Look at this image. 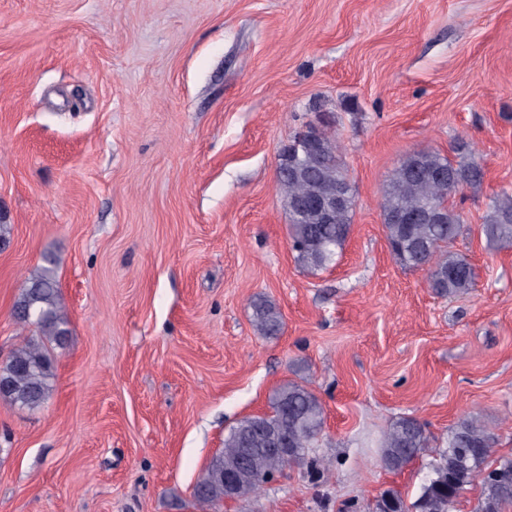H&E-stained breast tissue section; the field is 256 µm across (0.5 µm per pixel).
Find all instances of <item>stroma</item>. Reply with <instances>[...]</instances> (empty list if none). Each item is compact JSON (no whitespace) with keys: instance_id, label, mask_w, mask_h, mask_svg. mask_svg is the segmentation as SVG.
Listing matches in <instances>:
<instances>
[{"instance_id":"35a3bbf8","label":"stroma","mask_w":512,"mask_h":512,"mask_svg":"<svg viewBox=\"0 0 512 512\" xmlns=\"http://www.w3.org/2000/svg\"><path fill=\"white\" fill-rule=\"evenodd\" d=\"M329 121L356 197L335 264L295 260L281 148ZM469 143L452 201L477 278L436 295L390 255L386 181ZM512 191V0H0V357L12 306L56 259L66 345L48 400L0 399V512H200L198 478L241 418L296 383L324 409L314 454L217 512H373L413 503L474 418L512 458V245L482 233ZM284 327L259 336L252 300ZM403 416L431 441L379 459Z\"/></svg>"}]
</instances>
